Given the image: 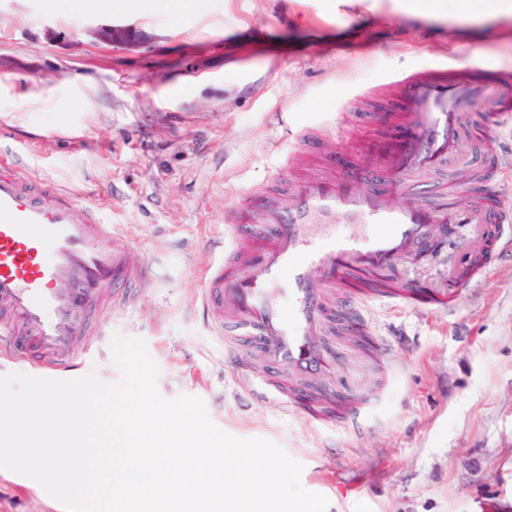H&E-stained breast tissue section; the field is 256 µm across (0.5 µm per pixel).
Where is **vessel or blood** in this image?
<instances>
[{"label":"vessel or blood","instance_id":"b4317fda","mask_svg":"<svg viewBox=\"0 0 512 512\" xmlns=\"http://www.w3.org/2000/svg\"><path fill=\"white\" fill-rule=\"evenodd\" d=\"M389 83L405 106L391 115L397 136L368 141L362 163L337 157L335 173L235 207L234 245L210 264L202 289V310L224 337L225 358L248 353L256 394L316 424L327 422L324 409L332 404L345 426L357 427L364 404L357 394L335 404L313 387L338 361L326 339L330 324L342 321L348 335L365 337L366 354L383 356L382 340L368 332L374 300L446 306L421 284L397 290L399 258L437 248L439 231L451 224L512 223L501 183L433 204L430 186L417 180L460 152L463 132L485 136L486 125L475 120L482 103H498L495 127L512 123V71L475 65L461 78L434 64L392 75ZM396 190L414 197V205L389 206ZM132 255L98 206L30 181L19 159L0 163V309L9 314L0 321V342L13 349L34 340L47 377H79L91 350L78 339L103 292L130 303L152 282L151 265ZM279 286L287 304L267 294Z\"/></svg>","mask_w":512,"mask_h":512}]
</instances>
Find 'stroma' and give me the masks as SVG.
Listing matches in <instances>:
<instances>
[{
  "label": "stroma",
  "instance_id": "stroma-1",
  "mask_svg": "<svg viewBox=\"0 0 512 512\" xmlns=\"http://www.w3.org/2000/svg\"><path fill=\"white\" fill-rule=\"evenodd\" d=\"M122 27L114 38L96 28ZM433 62L512 69V17L484 25L424 18L380 0L328 13L323 0H197L169 23L116 0H0V129L33 178L101 207L159 278L133 309L104 301L87 341L117 383L114 335L140 337L162 396L203 400L215 425L300 462L328 512H512V250L444 312L379 303L388 349L348 346L320 390L372 389L363 428L317 426L255 395L204 320L209 240L258 188L277 193L355 154L397 106L391 75ZM425 181L467 193L480 156ZM487 227L440 254L397 263L409 283L444 287ZM0 512H64L35 480L0 469Z\"/></svg>",
  "mask_w": 512,
  "mask_h": 512
}]
</instances>
